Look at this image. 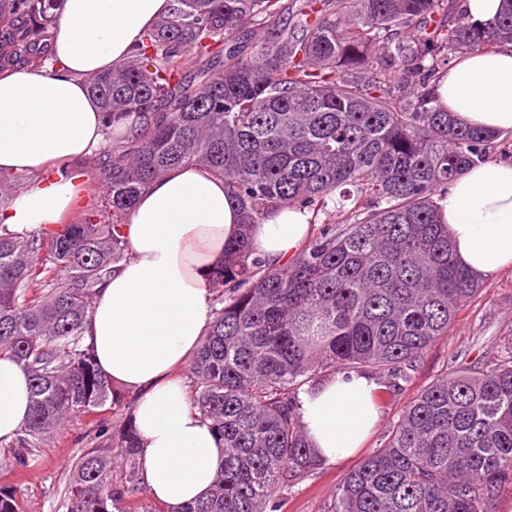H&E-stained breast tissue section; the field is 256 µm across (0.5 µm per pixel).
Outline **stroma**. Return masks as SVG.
<instances>
[{"mask_svg": "<svg viewBox=\"0 0 512 512\" xmlns=\"http://www.w3.org/2000/svg\"><path fill=\"white\" fill-rule=\"evenodd\" d=\"M511 340L512 270L483 279L481 290L461 307L447 335L418 359L410 382L395 388L379 381L380 419L366 447L338 462L321 464L292 483L282 495L279 512H330L347 473L385 443L393 420L419 391L462 364L490 360ZM134 404L135 396L129 393L117 411L65 423L43 441L40 466L22 477L15 476L5 461L6 448L0 447V484L14 487L25 512H66L64 490L81 449L97 445L99 426L119 423L131 415Z\"/></svg>", "mask_w": 512, "mask_h": 512, "instance_id": "35a3bbf8", "label": "stroma"}]
</instances>
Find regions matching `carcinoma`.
Instances as JSON below:
<instances>
[{
	"instance_id": "cac0c4a2",
	"label": "carcinoma",
	"mask_w": 512,
	"mask_h": 512,
	"mask_svg": "<svg viewBox=\"0 0 512 512\" xmlns=\"http://www.w3.org/2000/svg\"><path fill=\"white\" fill-rule=\"evenodd\" d=\"M64 2L0 0V72L52 59ZM450 2L173 0L128 61L88 78L106 127L129 130L81 181L90 195L104 188V208L49 233L0 234V358L31 381L14 472L36 466L69 419L121 406L125 392L84 336L129 257L132 206L177 166L224 179L243 214L211 274L214 318L189 365L190 404L224 442V464L210 494L181 512H277L281 492L318 462L302 393L341 370L410 381L480 289L455 258L438 199L498 138L442 111L436 80L455 54L512 43V0L488 33L448 27ZM251 25L266 32L255 45L240 34ZM286 206L346 216L271 265L254 255L250 228ZM99 436L109 444L82 450L67 512H155L133 500V422ZM509 480L512 346L421 390L347 474L331 512H490ZM0 512H23L11 485H0Z\"/></svg>"
}]
</instances>
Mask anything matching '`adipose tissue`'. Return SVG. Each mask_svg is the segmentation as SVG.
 Masks as SVG:
<instances>
[{
  "label": "adipose tissue",
  "instance_id": "adipose-tissue-1",
  "mask_svg": "<svg viewBox=\"0 0 512 512\" xmlns=\"http://www.w3.org/2000/svg\"><path fill=\"white\" fill-rule=\"evenodd\" d=\"M171 0H65L54 26L50 68L0 74V172L34 183L4 210L9 232L49 230L79 206L73 181L52 167L98 152L107 130L89 77L122 63ZM438 103L460 123L512 130V44L460 56L441 77ZM457 261L478 277L512 269V160L479 162L451 181L439 200ZM313 215L280 209L253 226L255 255L273 264L296 258L313 234ZM242 214L223 179L181 166L136 200L124 227L131 253L98 298L84 341L102 373L137 400L140 482L146 494L180 512L206 497L224 445L192 408L175 375L213 320L208 275L238 238ZM30 409L28 378L0 359V441L10 442ZM307 436L323 461L362 448L379 419L376 385L340 372L301 395Z\"/></svg>",
  "mask_w": 512,
  "mask_h": 512
}]
</instances>
